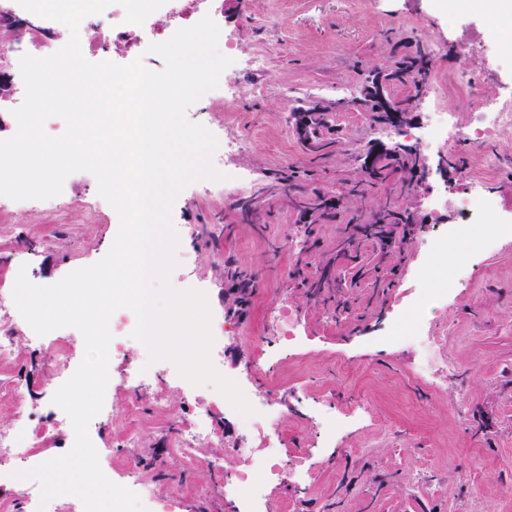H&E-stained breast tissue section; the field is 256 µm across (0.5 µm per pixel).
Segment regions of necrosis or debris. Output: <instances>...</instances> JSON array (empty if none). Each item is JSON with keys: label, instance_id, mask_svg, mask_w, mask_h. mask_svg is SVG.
<instances>
[{"label": "necrosis or debris", "instance_id": "necrosis-or-debris-1", "mask_svg": "<svg viewBox=\"0 0 512 512\" xmlns=\"http://www.w3.org/2000/svg\"><path fill=\"white\" fill-rule=\"evenodd\" d=\"M208 0H167L166 4L152 13L143 23H127L123 7L113 5L103 13L86 17L79 27L80 47L85 58L95 61L121 56L126 61L142 57L149 44L168 40L176 30L199 22L208 12ZM420 13L447 24L454 38L450 43L462 59H470L474 49L485 50V65L480 70L481 79L498 80L501 94L493 99H482L479 107L470 115L467 126H459L455 113L444 109L438 98L439 89L429 88L434 103L430 107L416 147L426 153L434 149L455 150L460 143H468L479 150L478 157L486 171L485 176L471 180L467 188L442 196L424 193L423 201L431 223L444 225L445 230L426 242L428 252L444 257L453 247L464 224L476 220H489L494 230L481 239L478 247L494 250L498 242L512 238V210H503L497 197L487 187L488 173L500 165V158L493 150V142L503 134L512 132V55L502 54L504 43L502 31L493 23L482 22L476 27H465L463 20L485 11H500L507 0H418ZM70 32L63 24L39 19L34 31L23 40L22 46L0 42V62L9 63L11 81L17 92L25 86L19 70L22 54L43 57L62 48L69 40ZM418 285L409 289L406 300L397 310L385 332L387 344L415 345L420 356L414 364L416 372L432 371L437 354L428 333L430 314L448 300V278L445 272L435 267H424L417 271ZM136 325L134 313L128 309L117 310L110 320L112 340L109 345V360L121 363L120 373L110 375L109 387L125 388L129 395L130 410L138 404L156 382L166 380L167 373L162 362L143 366L142 362L130 358L126 336ZM27 334L37 346L55 351L57 366L66 368L71 363L69 352L63 348L60 330L45 335L33 333L25 320L12 322L10 327L0 329V360L10 359L14 354V333ZM253 415L242 421V430L234 445L240 468L227 490L243 503L258 505L266 493L264 478L281 483L301 482L313 474L317 465L316 452L301 455L295 464L284 461V443H271L261 434L275 422L276 417L269 406L260 399H253ZM39 442L37 435L22 436L12 432L0 434V480L9 479L17 464L34 456Z\"/></svg>", "mask_w": 512, "mask_h": 512}]
</instances>
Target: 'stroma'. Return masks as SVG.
I'll list each match as a JSON object with an SVG mask.
<instances>
[{
	"label": "stroma",
	"mask_w": 512,
	"mask_h": 512,
	"mask_svg": "<svg viewBox=\"0 0 512 512\" xmlns=\"http://www.w3.org/2000/svg\"><path fill=\"white\" fill-rule=\"evenodd\" d=\"M269 6V0H213L219 29L234 32L244 49H261L266 66L236 73L233 104L200 100L187 118L212 132L238 131L243 145L231 164L253 175V212L236 216L210 181L187 186L172 210L183 255L170 283L206 293L214 346L228 369L252 363L265 337L279 328L281 309L295 312L306 344L286 352L273 379L256 385L279 410L289 455L315 440L303 416L310 405L329 401L340 410L359 404L364 410L360 426L327 450L305 490L289 483L269 487L264 512H512V240L487 255L477 249L472 227L464 228L457 248L478 274L449 283L447 307L431 316L440 363L420 376L412 369L413 347H383L377 338L413 286L415 271L431 265L422 242L433 226L419 197L405 192L409 179L402 170H391L363 197L347 193L361 175L364 152L397 142L370 134L371 114L359 105L362 91L416 45L443 46L429 79L444 85L442 106L467 125L477 101L447 47L448 33L436 22L415 20L416 0H278L276 32L266 36L247 18ZM316 106L326 111L318 130L327 145L322 153L306 151L294 128L295 113ZM62 194L54 207L0 209V259L26 256L27 277L38 285L102 259L119 229L107 202L95 212L85 208L98 195L91 173L69 175ZM304 196L335 208L329 214L301 208ZM388 198L414 212L417 223L405 231L386 225L388 244L357 234L360 214ZM230 267L246 274L247 287L228 281ZM324 277L329 289L316 295L313 285ZM228 321L236 324L230 334ZM15 346V359L0 364V432L15 428L14 388L41 410L61 375L49 350L23 336ZM212 391L187 381L172 384L161 390L163 410L145 403L133 413L124 393L112 392L99 430L112 451L102 464L119 474L126 460L139 461V479L155 499L204 487L208 495L198 512H233L212 467L220 465L228 478L238 470L231 446L240 413L216 409L215 438L192 453L168 442L170 424L207 402ZM159 457L165 467H154Z\"/></svg>",
	"instance_id": "stroma-1"
}]
</instances>
